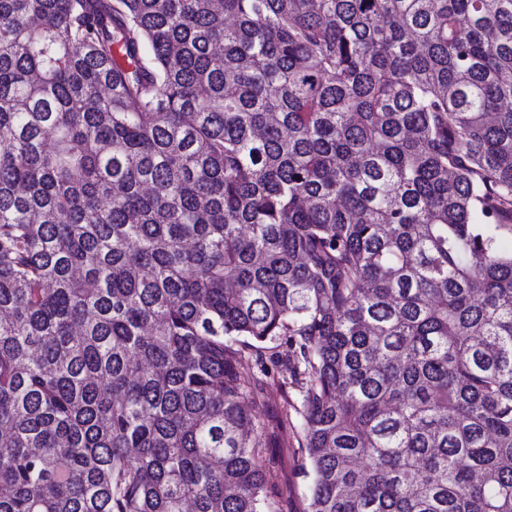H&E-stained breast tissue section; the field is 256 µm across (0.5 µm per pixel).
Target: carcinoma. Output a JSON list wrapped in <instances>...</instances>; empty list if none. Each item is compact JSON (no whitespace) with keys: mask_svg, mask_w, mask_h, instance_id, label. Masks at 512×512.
I'll return each instance as SVG.
<instances>
[{"mask_svg":"<svg viewBox=\"0 0 512 512\" xmlns=\"http://www.w3.org/2000/svg\"><path fill=\"white\" fill-rule=\"evenodd\" d=\"M512 0H0V512H512ZM264 388V404L257 409V422L265 427L263 447L259 448L264 460L274 462V493L270 512H306L309 503L311 476L304 452L299 448L297 437L302 420L292 413L288 427L280 428L278 420L283 406L282 377L272 369Z\"/></svg>","mask_w":512,"mask_h":512,"instance_id":"1","label":"carcinoma"}]
</instances>
